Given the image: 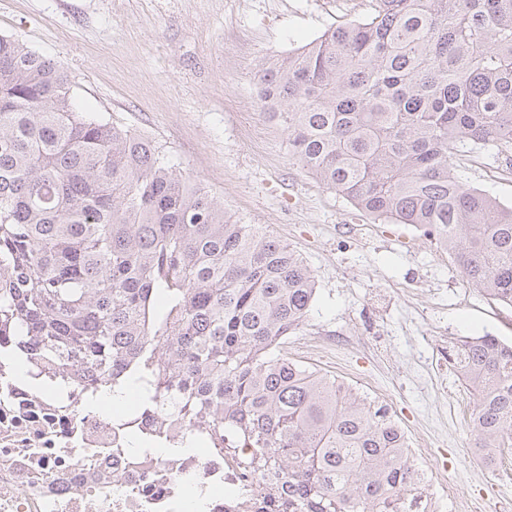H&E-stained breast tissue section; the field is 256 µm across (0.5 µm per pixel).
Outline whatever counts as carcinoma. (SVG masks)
<instances>
[{"label":"carcinoma","mask_w":512,"mask_h":512,"mask_svg":"<svg viewBox=\"0 0 512 512\" xmlns=\"http://www.w3.org/2000/svg\"><path fill=\"white\" fill-rule=\"evenodd\" d=\"M295 163L367 214L448 247L512 308V207L467 183L463 149L512 167V0H376L253 72ZM311 271L240 224L164 146L74 103L57 62L0 35V365L82 405L135 389L191 425L182 453L257 449L280 512H419L417 471L387 407L288 359ZM473 445L512 448V344L460 340Z\"/></svg>","instance_id":"carcinoma-1"}]
</instances>
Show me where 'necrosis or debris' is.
<instances>
[{
    "instance_id": "4bbe7bcc",
    "label": "necrosis or debris",
    "mask_w": 512,
    "mask_h": 512,
    "mask_svg": "<svg viewBox=\"0 0 512 512\" xmlns=\"http://www.w3.org/2000/svg\"><path fill=\"white\" fill-rule=\"evenodd\" d=\"M0 396V512H190L193 482L207 512H274L269 473L247 474L238 449L142 457L117 411L61 412L8 385Z\"/></svg>"
}]
</instances>
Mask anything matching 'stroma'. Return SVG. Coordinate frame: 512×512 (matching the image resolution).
<instances>
[{"label": "stroma", "mask_w": 512, "mask_h": 512, "mask_svg": "<svg viewBox=\"0 0 512 512\" xmlns=\"http://www.w3.org/2000/svg\"><path fill=\"white\" fill-rule=\"evenodd\" d=\"M375 0H0V34L69 73L79 106L148 135L224 203L259 224L314 276L316 300L289 358L386 405L417 467L453 490L440 512L512 503V450L488 468L471 444L476 396L444 353L466 336L512 343V308L468 283L437 237L374 219L294 164L288 137L258 115V62L368 15ZM251 122L252 138L240 127ZM471 186L512 206V173L454 157ZM323 339L313 353L304 342ZM468 510H461V502Z\"/></svg>", "instance_id": "stroma-1"}]
</instances>
